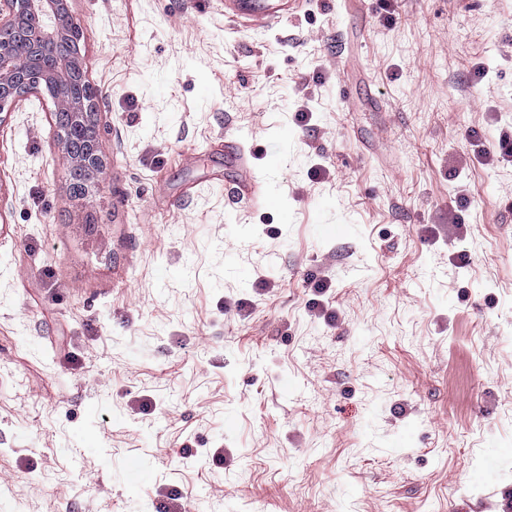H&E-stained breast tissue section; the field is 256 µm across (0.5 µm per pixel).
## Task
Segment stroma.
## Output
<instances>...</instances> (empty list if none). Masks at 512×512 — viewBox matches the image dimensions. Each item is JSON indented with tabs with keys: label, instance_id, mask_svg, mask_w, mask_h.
<instances>
[{
	"label": "stroma",
	"instance_id": "1",
	"mask_svg": "<svg viewBox=\"0 0 512 512\" xmlns=\"http://www.w3.org/2000/svg\"><path fill=\"white\" fill-rule=\"evenodd\" d=\"M71 12L109 177L49 97L0 121V512H507L512 0ZM224 13V16L269 25L288 17V0H225Z\"/></svg>",
	"mask_w": 512,
	"mask_h": 512
}]
</instances>
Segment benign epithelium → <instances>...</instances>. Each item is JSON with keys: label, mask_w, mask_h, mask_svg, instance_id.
I'll return each instance as SVG.
<instances>
[{"label": "benign epithelium", "mask_w": 512, "mask_h": 512, "mask_svg": "<svg viewBox=\"0 0 512 512\" xmlns=\"http://www.w3.org/2000/svg\"><path fill=\"white\" fill-rule=\"evenodd\" d=\"M3 2L8 12L0 8V114L28 95L54 88L50 99L68 177L84 191L105 182L108 169L99 136L83 139L77 149L72 146L73 132L98 126L99 112L97 96L74 91L91 82L80 57V34L69 0ZM19 37L29 45L25 56L13 52Z\"/></svg>", "instance_id": "benign-epithelium-1"}]
</instances>
